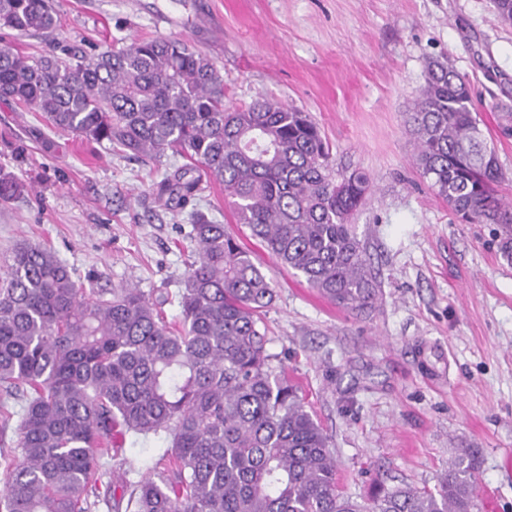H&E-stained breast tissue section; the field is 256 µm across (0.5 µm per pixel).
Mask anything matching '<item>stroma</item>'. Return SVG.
I'll list each match as a JSON object with an SVG mask.
<instances>
[{
    "label": "stroma",
    "mask_w": 512,
    "mask_h": 512,
    "mask_svg": "<svg viewBox=\"0 0 512 512\" xmlns=\"http://www.w3.org/2000/svg\"><path fill=\"white\" fill-rule=\"evenodd\" d=\"M54 42L14 37L37 55L97 53L176 37L224 77V102L265 96L308 112L336 167L371 179L355 232L382 288L353 315L309 288L235 222L224 188L201 185L186 208L156 185L184 165L134 159L107 143L52 130L38 112L0 100V167L25 190L0 204V265L22 243L53 251L85 288H140L180 318L191 260L190 211L225 225L253 251L272 289L268 350L303 391L329 437L337 480L367 499L379 482L432 489L460 448L479 451L476 512H512V262L488 224H462L412 163L411 112L430 59L469 81L512 200V25L490 0H54ZM170 22L157 27L155 18ZM126 434L108 464L113 488L139 482L168 447Z\"/></svg>",
    "instance_id": "1"
}]
</instances>
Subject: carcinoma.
Listing matches in <instances>:
<instances>
[{
	"label": "carcinoma",
	"instance_id": "1",
	"mask_svg": "<svg viewBox=\"0 0 512 512\" xmlns=\"http://www.w3.org/2000/svg\"><path fill=\"white\" fill-rule=\"evenodd\" d=\"M0 28L52 39L51 0H0ZM0 99L56 130L159 161L190 160L157 185L186 204L200 176L224 187L243 224L282 265L337 306L367 314L380 285L351 220L369 176L335 175L317 124L259 97L224 105L213 61L180 40H136L97 54H24L0 39ZM413 162L466 224H494L512 259V203L465 77L439 58L409 113ZM23 189L0 170V204ZM197 257L172 324L135 287L105 295L39 246L17 247L0 273V390L27 403L8 459L0 512H92L90 501L125 433L170 438L163 474L136 485L134 512H474L478 450L461 448L435 490L378 485L344 494L336 459L298 386L273 365L263 312L273 298L254 253L200 212Z\"/></svg>",
	"mask_w": 512,
	"mask_h": 512
}]
</instances>
